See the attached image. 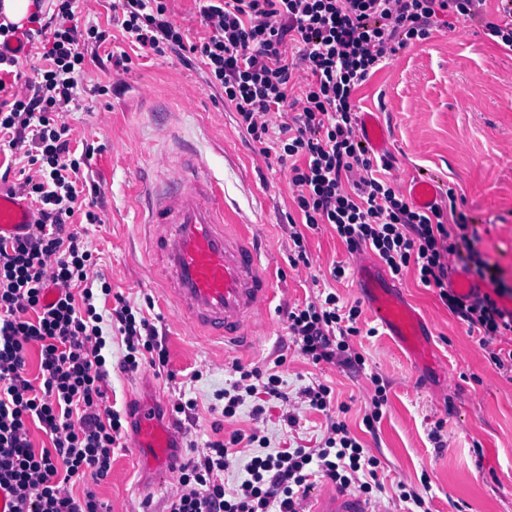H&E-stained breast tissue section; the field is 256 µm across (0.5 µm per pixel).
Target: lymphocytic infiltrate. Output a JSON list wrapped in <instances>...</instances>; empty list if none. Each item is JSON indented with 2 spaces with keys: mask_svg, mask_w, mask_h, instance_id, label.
Listing matches in <instances>:
<instances>
[{
  "mask_svg": "<svg viewBox=\"0 0 512 512\" xmlns=\"http://www.w3.org/2000/svg\"><path fill=\"white\" fill-rule=\"evenodd\" d=\"M77 0H57L50 17L36 12L27 37L42 39L45 67L24 91L0 79V152L18 153V183L0 174L9 195L23 197L34 213L27 232L0 237V489L11 497L8 512H110L93 489L112 469L124 432L120 412L104 403L110 377L106 330L122 336L118 363L133 372L140 361L162 368L167 353L142 309L113 294L94 273L92 254L72 227L81 210L79 186L91 149L75 151L64 119L77 100L85 70L82 43L102 44L107 31L79 28ZM207 34L189 40L168 16L167 0H115L112 9L123 37L156 55L173 54L200 67L206 84L222 91L239 126L260 144L264 156L288 163L301 227L292 228L291 265L306 262L305 230L333 227L348 252L371 251L393 277L414 270L469 334L487 347L490 362L512 375V286L476 248L474 220L459 206L455 187L446 204L417 208L390 176L392 157L362 145L353 101L358 86L401 51L428 40L438 17L454 15L480 23L484 35L512 51V0H498L495 17L485 0H198ZM304 66V84L295 80ZM280 123H273V115ZM457 258L484 291L461 296L448 286L450 258ZM113 296L98 312L97 295ZM359 305L329 292L287 310L288 333L312 364H364L353 337L361 330ZM39 352V372L29 377L30 348ZM234 365L222 414L233 417L246 398L287 400L276 372ZM50 441L35 449L30 423ZM258 433H234L208 442L180 467L181 489L166 512H298L299 491L320 477L371 496L380 489V460L369 455L344 421H329L318 448H285L256 455L244 467L238 489L224 490L222 475L240 443ZM93 484L75 492L76 478Z\"/></svg>",
  "mask_w": 512,
  "mask_h": 512,
  "instance_id": "1",
  "label": "lymphocytic infiltrate"
}]
</instances>
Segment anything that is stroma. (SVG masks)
Instances as JSON below:
<instances>
[{
  "instance_id": "1",
  "label": "stroma",
  "mask_w": 512,
  "mask_h": 512,
  "mask_svg": "<svg viewBox=\"0 0 512 512\" xmlns=\"http://www.w3.org/2000/svg\"><path fill=\"white\" fill-rule=\"evenodd\" d=\"M112 50L109 42L85 45L79 101L64 115L77 143L94 150L84 194L101 221L78 230L113 292L146 308L168 362L161 370L146 363L131 373L111 369L108 403L122 413L126 435L114 451L110 475L95 487L98 497L111 512H163L180 487L178 474L158 478L132 446L138 398L156 397L159 419L180 427L181 445L171 453L180 464L206 442H226L236 432L259 431L271 452L318 447L327 417L300 395L317 379L347 404L343 419L351 434L382 463L383 489L374 498L383 512H402L400 482L421 490L427 512H512V382L490 364L477 337L441 303L436 289L421 286L411 272L396 282L428 321L436 365L416 366L390 337L365 333L352 341L365 359L363 372L310 364L288 334L285 310L310 302L328 286L344 301H358L354 276L338 284L330 276L335 264L349 260L345 245L330 225H320L305 234L307 264L291 266L288 218L297 209L287 165L264 157L199 68L135 46L127 49L129 67L122 68L108 61ZM354 103L359 111L379 113L388 125L391 176L399 187L430 175L456 188L464 212L477 221L479 251L512 285V52L456 19L371 75ZM184 156L202 163L234 223L248 226L272 260L277 296L253 349L195 339L153 285L139 215L149 188L169 176L162 158ZM280 354L286 359L280 375L287 401L269 402L258 415L250 398L234 417L224 418L222 392L237 378L233 364L265 366ZM375 375L387 401L370 431L363 419ZM180 401L195 407L175 412ZM438 420L444 423L439 448L429 437Z\"/></svg>"
}]
</instances>
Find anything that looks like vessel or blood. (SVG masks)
I'll use <instances>...</instances> for the list:
<instances>
[{"label": "vessel or blood", "instance_id": "1", "mask_svg": "<svg viewBox=\"0 0 512 512\" xmlns=\"http://www.w3.org/2000/svg\"><path fill=\"white\" fill-rule=\"evenodd\" d=\"M359 133L376 151L387 145V132L375 113L361 115ZM170 177L157 186L148 208V258L155 281L172 300L193 337L243 347L256 340L258 320L268 314L274 285L270 261L242 225L232 223L216 185L194 163L168 162ZM412 202L434 204L438 188L419 179L409 187ZM31 221L28 206L0 195V235H12ZM357 290L373 319L400 343L412 359L428 355L429 327L378 274L365 254L350 257ZM138 456L160 472H169L171 448L179 444L176 426L160 423L154 401L139 402L135 413ZM301 512H380L359 494L331 488L309 494Z\"/></svg>", "mask_w": 512, "mask_h": 512}]
</instances>
